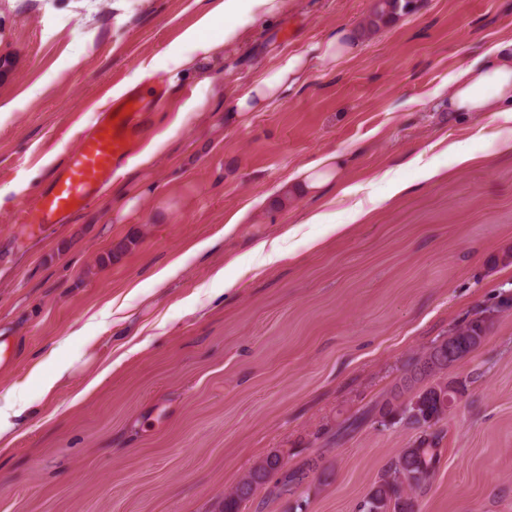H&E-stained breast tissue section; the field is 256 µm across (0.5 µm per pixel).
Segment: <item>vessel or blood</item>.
<instances>
[{
    "mask_svg": "<svg viewBox=\"0 0 512 512\" xmlns=\"http://www.w3.org/2000/svg\"><path fill=\"white\" fill-rule=\"evenodd\" d=\"M150 110V100L132 88L113 98L110 110L94 113L63 169L39 194L34 207L15 214V223L42 229L63 223L76 210L95 202L141 150L140 126Z\"/></svg>",
    "mask_w": 512,
    "mask_h": 512,
    "instance_id": "b4317fda",
    "label": "vessel or blood"
}]
</instances>
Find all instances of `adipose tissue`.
Here are the masks:
<instances>
[{
  "label": "adipose tissue",
  "mask_w": 512,
  "mask_h": 512,
  "mask_svg": "<svg viewBox=\"0 0 512 512\" xmlns=\"http://www.w3.org/2000/svg\"><path fill=\"white\" fill-rule=\"evenodd\" d=\"M244 39V33L234 27L214 37L200 35L196 38L199 55H178L174 62L179 68L205 77L222 66L226 51L241 45ZM485 57L476 77H468L462 71L449 79V111L500 112L512 116V38L494 43ZM307 66L305 54L291 53L283 57L254 83L235 91L234 111H260L284 89L301 85Z\"/></svg>",
  "instance_id": "1"
}]
</instances>
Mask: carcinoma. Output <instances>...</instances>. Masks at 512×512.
Instances as JSON below:
<instances>
[{
  "mask_svg": "<svg viewBox=\"0 0 512 512\" xmlns=\"http://www.w3.org/2000/svg\"><path fill=\"white\" fill-rule=\"evenodd\" d=\"M412 3L413 0H377L368 27L375 28L398 13L410 10ZM507 307H512V296L502 297L494 306L478 311L473 318L453 329L449 342L434 344L415 358L397 390L373 409L380 422L411 425L419 430V436L412 445L400 451L372 487L361 505V512H413L411 493L430 480L440 461L438 445L441 431L437 425L448 414V399L456 400L467 390L465 382L444 380L442 375L482 343L493 314ZM450 345L455 348L452 358L448 357ZM315 470L317 465L314 463L288 470L284 468L280 454H270L242 479L233 492L224 496L222 512H240L241 504L255 495L274 473L279 474L277 495L294 496Z\"/></svg>",
  "mask_w": 512,
  "mask_h": 512,
  "instance_id": "cac0c4a2",
  "label": "carcinoma"
}]
</instances>
